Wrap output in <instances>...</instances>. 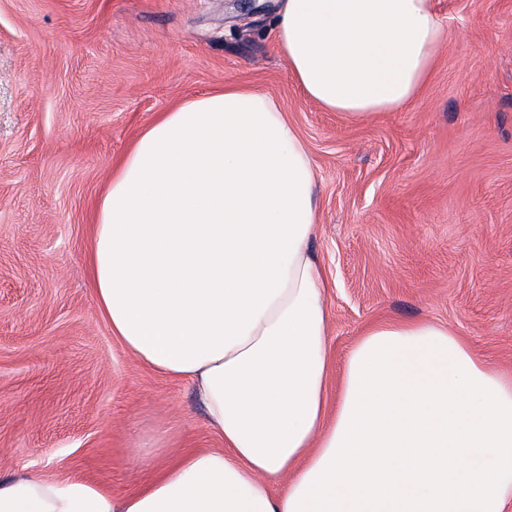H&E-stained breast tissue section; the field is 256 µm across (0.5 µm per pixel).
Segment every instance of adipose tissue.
<instances>
[{"instance_id": "1", "label": "adipose tissue", "mask_w": 512, "mask_h": 512, "mask_svg": "<svg viewBox=\"0 0 512 512\" xmlns=\"http://www.w3.org/2000/svg\"><path fill=\"white\" fill-rule=\"evenodd\" d=\"M273 33L305 94L352 122L413 103L445 39L431 0H280ZM316 186L256 89L140 133L97 201L88 277L113 336L188 381L223 445L127 495L0 478V512H512V374L448 327H367L329 402Z\"/></svg>"}]
</instances>
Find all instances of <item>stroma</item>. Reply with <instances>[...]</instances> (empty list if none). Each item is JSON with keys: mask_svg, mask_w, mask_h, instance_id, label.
Instances as JSON below:
<instances>
[{"mask_svg": "<svg viewBox=\"0 0 512 512\" xmlns=\"http://www.w3.org/2000/svg\"><path fill=\"white\" fill-rule=\"evenodd\" d=\"M447 31L420 96L350 123L308 99L276 0H0V475L121 495L222 442L191 386L97 308L88 226L160 112L234 84L274 97L317 171L330 388L361 331L447 326L512 373V0H431Z\"/></svg>", "mask_w": 512, "mask_h": 512, "instance_id": "1", "label": "stroma"}]
</instances>
